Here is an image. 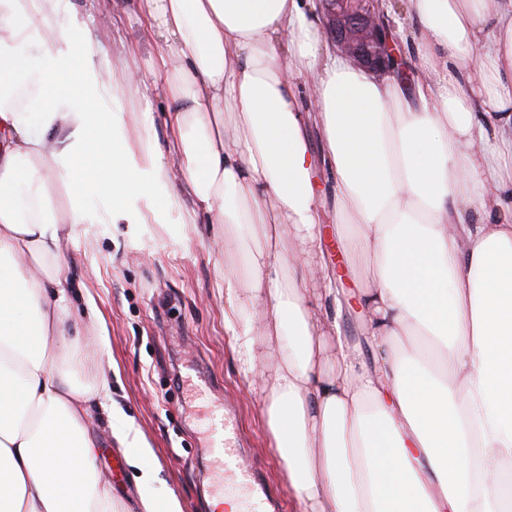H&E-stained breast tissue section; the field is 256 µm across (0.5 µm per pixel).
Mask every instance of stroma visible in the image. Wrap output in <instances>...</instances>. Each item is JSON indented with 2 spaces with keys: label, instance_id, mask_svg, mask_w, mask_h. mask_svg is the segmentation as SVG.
<instances>
[{
  "label": "stroma",
  "instance_id": "stroma-1",
  "mask_svg": "<svg viewBox=\"0 0 512 512\" xmlns=\"http://www.w3.org/2000/svg\"><path fill=\"white\" fill-rule=\"evenodd\" d=\"M71 3V19L94 35L96 60L130 48L145 76L156 73L153 38L133 0ZM163 106L159 97L147 101L128 92L126 115L153 111L152 122H140L134 137L165 140ZM190 206L182 198L163 224L74 225L59 264L72 299V330L83 337L103 331L110 338L107 349L93 350L87 374L108 370L113 398L151 448L144 463L158 472L157 492L175 493L183 512H209L214 489L203 474L213 460L210 409L218 401L245 450L244 464L260 465L268 490L288 512H299L284 479L285 463L269 445L263 404L238 375L224 333V249L214 225L181 223ZM96 465L122 507H135V471L110 433L99 436Z\"/></svg>",
  "mask_w": 512,
  "mask_h": 512
}]
</instances>
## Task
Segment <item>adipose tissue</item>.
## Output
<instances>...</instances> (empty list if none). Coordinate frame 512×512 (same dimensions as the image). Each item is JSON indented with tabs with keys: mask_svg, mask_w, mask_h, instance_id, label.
Returning <instances> with one entry per match:
<instances>
[{
	"mask_svg": "<svg viewBox=\"0 0 512 512\" xmlns=\"http://www.w3.org/2000/svg\"><path fill=\"white\" fill-rule=\"evenodd\" d=\"M138 2L163 144L91 108L145 77L92 62L90 30L58 22L64 0H0V512H112L103 421L140 512H182L108 373L82 379L57 275L73 225L159 221L180 190L220 228L224 331L300 512H512V0H407V82L323 45L316 0ZM318 169L363 274L370 359L345 330Z\"/></svg>",
	"mask_w": 512,
	"mask_h": 512,
	"instance_id": "adipose-tissue-1",
	"label": "adipose tissue"
}]
</instances>
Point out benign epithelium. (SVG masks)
<instances>
[{"label":"benign epithelium","mask_w":512,"mask_h":512,"mask_svg":"<svg viewBox=\"0 0 512 512\" xmlns=\"http://www.w3.org/2000/svg\"><path fill=\"white\" fill-rule=\"evenodd\" d=\"M324 29L337 52L357 68L399 72L380 0H319Z\"/></svg>","instance_id":"obj_1"}]
</instances>
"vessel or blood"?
<instances>
[{
	"instance_id": "vessel-or-blood-1",
	"label": "vessel or blood",
	"mask_w": 512,
	"mask_h": 512,
	"mask_svg": "<svg viewBox=\"0 0 512 512\" xmlns=\"http://www.w3.org/2000/svg\"><path fill=\"white\" fill-rule=\"evenodd\" d=\"M224 493L235 498L240 512H284L279 499L272 497L253 469L241 464V449L236 448L233 435H225L223 440Z\"/></svg>"
}]
</instances>
